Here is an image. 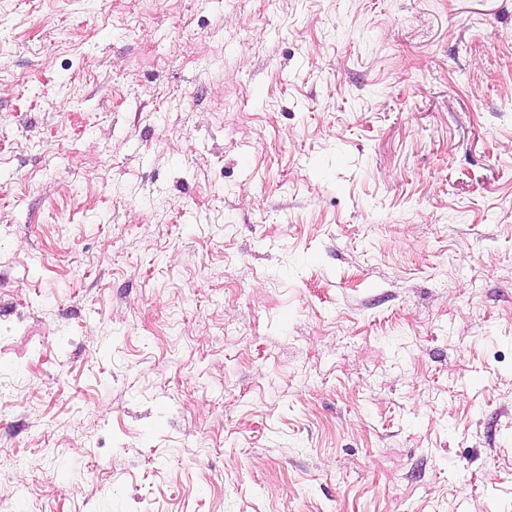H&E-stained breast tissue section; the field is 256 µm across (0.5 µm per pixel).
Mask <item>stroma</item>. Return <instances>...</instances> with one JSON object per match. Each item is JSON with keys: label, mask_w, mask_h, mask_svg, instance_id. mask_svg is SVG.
<instances>
[{"label": "stroma", "mask_w": 512, "mask_h": 512, "mask_svg": "<svg viewBox=\"0 0 512 512\" xmlns=\"http://www.w3.org/2000/svg\"><path fill=\"white\" fill-rule=\"evenodd\" d=\"M0 512H512V0H0Z\"/></svg>", "instance_id": "35a3bbf8"}]
</instances>
